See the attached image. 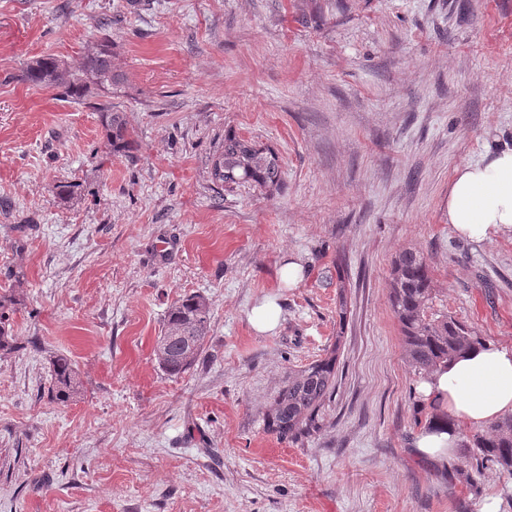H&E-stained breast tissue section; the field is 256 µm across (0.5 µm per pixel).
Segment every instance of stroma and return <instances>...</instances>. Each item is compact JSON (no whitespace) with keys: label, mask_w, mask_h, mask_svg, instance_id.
I'll list each match as a JSON object with an SVG mask.
<instances>
[{"label":"stroma","mask_w":512,"mask_h":512,"mask_svg":"<svg viewBox=\"0 0 512 512\" xmlns=\"http://www.w3.org/2000/svg\"><path fill=\"white\" fill-rule=\"evenodd\" d=\"M104 37L118 86L75 101L22 81L47 55L78 69ZM99 103L133 157L103 148ZM228 132L278 152L281 191L212 182ZM505 145L512 0H0V295L22 300L0 351V512H512V475L413 454L439 408L388 290L419 251L432 313L512 347V236L448 226L454 169ZM190 294L211 328L171 377L156 341ZM267 297L281 319L260 333ZM334 347L320 428L268 434L288 373ZM58 355L82 381L66 403ZM281 317V309L275 299L266 298L252 310L250 322L253 328L260 333L274 331Z\"/></svg>","instance_id":"1"}]
</instances>
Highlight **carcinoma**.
<instances>
[{
    "label": "carcinoma",
    "mask_w": 512,
    "mask_h": 512,
    "mask_svg": "<svg viewBox=\"0 0 512 512\" xmlns=\"http://www.w3.org/2000/svg\"><path fill=\"white\" fill-rule=\"evenodd\" d=\"M23 80L54 88L73 100H85L94 89H107L120 81L112 64V50L104 38L83 58L73 73L58 59L47 56L26 65ZM106 145L113 154L135 149V140L124 113L112 105L100 107ZM214 183L232 189L244 183L269 194L283 186L282 166L274 148L224 134L211 167ZM434 288L430 265L424 255L404 249L392 262L389 299L398 319L406 361L427 375L455 359L483 337L448 316L429 313ZM211 313L202 295H186L168 309L156 355L163 371L171 377L187 372L204 350L210 331ZM339 343L329 356L301 370L288 373L264 415L266 430L280 441H297L319 428L322 408L335 390ZM54 397L67 401L78 387V372L66 356L53 362ZM469 448L476 465L491 463L512 475V416L492 423L473 435Z\"/></svg>",
    "instance_id": "obj_1"
}]
</instances>
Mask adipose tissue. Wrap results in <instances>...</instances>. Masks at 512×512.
<instances>
[{
	"mask_svg": "<svg viewBox=\"0 0 512 512\" xmlns=\"http://www.w3.org/2000/svg\"><path fill=\"white\" fill-rule=\"evenodd\" d=\"M448 224L461 240L492 241L512 234V148L458 166L448 185ZM423 401L448 413L419 430L415 455L447 465L457 454L459 430L483 428L512 415V348L493 342L465 354L420 379Z\"/></svg>",
	"mask_w": 512,
	"mask_h": 512,
	"instance_id": "adipose-tissue-1",
	"label": "adipose tissue"
}]
</instances>
